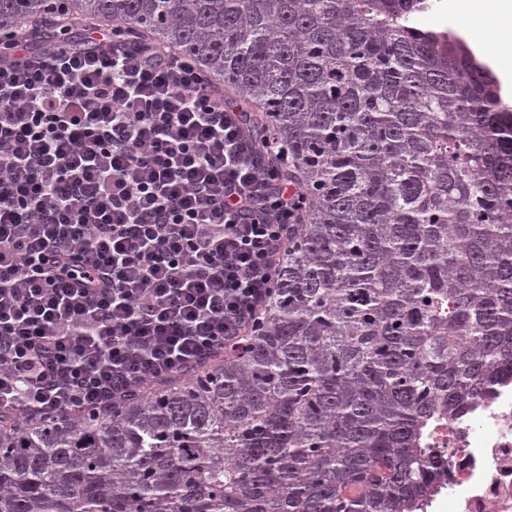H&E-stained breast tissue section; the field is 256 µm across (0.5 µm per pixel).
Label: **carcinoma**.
Listing matches in <instances>:
<instances>
[{"label":"carcinoma","instance_id":"cac0c4a2","mask_svg":"<svg viewBox=\"0 0 512 512\" xmlns=\"http://www.w3.org/2000/svg\"><path fill=\"white\" fill-rule=\"evenodd\" d=\"M0 0L119 22L288 143L308 206L244 345L97 417L0 414V512H417L512 377V106L434 0Z\"/></svg>","mask_w":512,"mask_h":512}]
</instances>
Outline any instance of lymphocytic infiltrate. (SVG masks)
<instances>
[{
  "mask_svg": "<svg viewBox=\"0 0 512 512\" xmlns=\"http://www.w3.org/2000/svg\"><path fill=\"white\" fill-rule=\"evenodd\" d=\"M285 147L121 25L0 56V413L99 414L241 345L305 200Z\"/></svg>",
  "mask_w": 512,
  "mask_h": 512,
  "instance_id": "lymphocytic-infiltrate-1",
  "label": "lymphocytic infiltrate"
}]
</instances>
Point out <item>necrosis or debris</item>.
Returning <instances> with one entry per match:
<instances>
[{
    "mask_svg": "<svg viewBox=\"0 0 512 512\" xmlns=\"http://www.w3.org/2000/svg\"><path fill=\"white\" fill-rule=\"evenodd\" d=\"M446 467L424 512H512V381L435 428Z\"/></svg>",
    "mask_w": 512,
    "mask_h": 512,
    "instance_id": "necrosis-or-debris-1",
    "label": "necrosis or debris"
}]
</instances>
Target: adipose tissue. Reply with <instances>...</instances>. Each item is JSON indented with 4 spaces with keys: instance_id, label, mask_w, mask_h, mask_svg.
<instances>
[{
    "instance_id": "ef3b65f1",
    "label": "adipose tissue",
    "mask_w": 512,
    "mask_h": 512,
    "mask_svg": "<svg viewBox=\"0 0 512 512\" xmlns=\"http://www.w3.org/2000/svg\"><path fill=\"white\" fill-rule=\"evenodd\" d=\"M454 11L475 24L469 30L473 48L495 60L503 85H512V0H450Z\"/></svg>"
}]
</instances>
